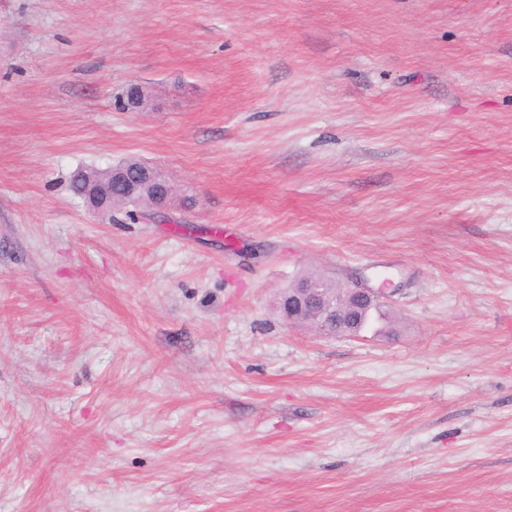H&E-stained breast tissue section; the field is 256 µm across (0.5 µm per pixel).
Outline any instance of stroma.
<instances>
[{
	"label": "stroma",
	"instance_id": "35a3bbf8",
	"mask_svg": "<svg viewBox=\"0 0 512 512\" xmlns=\"http://www.w3.org/2000/svg\"><path fill=\"white\" fill-rule=\"evenodd\" d=\"M0 512H512V0H0ZM110 174L109 186H103L98 183H91L85 199L94 210L102 217H107L112 221V213L117 208L112 196V186L123 187V197L140 198L144 191H147L154 204V214L156 217L161 213L172 199L173 187L170 181L165 177L163 181L157 178L158 170L148 164L142 163L139 166L133 179H130L127 169L121 164L107 169ZM133 173V172H132ZM113 199V201H112ZM344 285L347 295L342 308V303L336 299H325L318 282L301 279L281 294L276 306L278 315L287 325H304L313 328L319 335H338L336 322L340 313L346 312V320L354 321L359 308L380 303L385 294L381 289L368 287L361 279ZM312 315H315L316 321L308 324L307 319ZM384 306L376 305L371 307L366 312L362 313L359 325L356 327V331L360 334L366 331H378L382 328L392 327V319L388 312L383 309ZM358 332H345L344 336H359Z\"/></svg>",
	"mask_w": 512,
	"mask_h": 512
}]
</instances>
